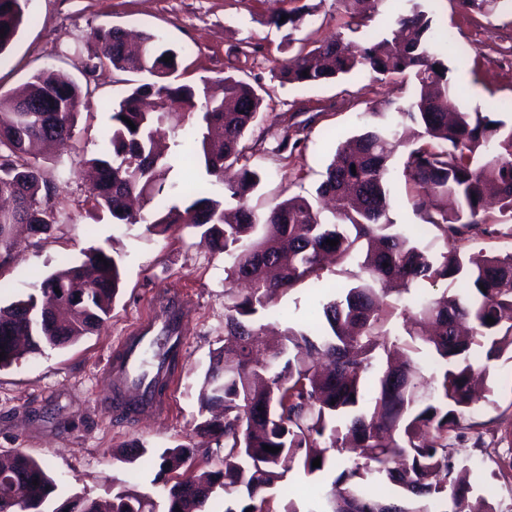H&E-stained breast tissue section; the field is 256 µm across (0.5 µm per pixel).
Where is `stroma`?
I'll use <instances>...</instances> for the list:
<instances>
[{"label":"stroma","instance_id":"1","mask_svg":"<svg viewBox=\"0 0 512 512\" xmlns=\"http://www.w3.org/2000/svg\"><path fill=\"white\" fill-rule=\"evenodd\" d=\"M315 11L303 29L310 40L324 41L341 31L344 17L336 0H309ZM441 54L466 66L451 73L459 104L512 100V0H502L489 17L465 13L456 0H430ZM288 0H27L25 21L14 44L0 54V96L8 98L44 68L88 89L68 146L48 151L44 174L56 184L55 205L70 220L48 233L21 231L16 255L0 274V306L25 297L32 282L55 271L63 258L80 257L104 247L117 260L121 285L110 318L79 342L40 353H24L0 368V456L21 450L45 463L58 481L59 498L81 492L108 499L122 485L156 495L152 480L158 470L157 450L188 446L196 461L218 465L217 444L196 434L200 385L212 352L224 344V256L201 244L185 226L157 233L144 224L113 223L108 211L89 201L92 180L85 158L102 153L104 133L112 126L113 106L131 88L120 74L91 71L97 46L84 33L100 26L159 34L179 54V82L217 80L229 66L230 51L245 53L240 65L250 83L269 91L268 107L246 137L244 164L260 169L263 182L249 203L257 210L292 194L314 193L340 141L358 133L359 112L384 96L397 94L369 76L297 87L280 85L272 71L278 60L294 55L283 33L266 18L288 9ZM290 148H283V141ZM390 216L395 223L418 229L413 185L401 157L391 161ZM171 293L183 300V352L167 386L169 410L164 415L125 417L107 399L112 388L102 373L119 339ZM322 290L308 282L280 297L276 309L285 321L321 320ZM496 384L473 406L474 420L487 423L499 415L512 417V361L499 364ZM489 427L484 440L497 454L507 444L495 441ZM145 447L144 456L125 462L131 445ZM343 466L335 460L324 471L307 475L296 468L271 490L305 504L327 492ZM473 490L470 500H487L496 512H512V479L496 477L486 456L468 463Z\"/></svg>","mask_w":512,"mask_h":512}]
</instances>
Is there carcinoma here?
<instances>
[{"label": "carcinoma", "instance_id": "1", "mask_svg": "<svg viewBox=\"0 0 512 512\" xmlns=\"http://www.w3.org/2000/svg\"><path fill=\"white\" fill-rule=\"evenodd\" d=\"M25 2L0 0V54L18 35ZM384 2L336 0L343 28L361 31ZM456 2L486 17L500 0ZM289 3L292 8L266 19L286 29L288 47L314 12L301 0ZM404 4L386 31L357 47L338 32L278 62L275 78L283 85L366 73L377 83L408 84L410 94L359 114L362 132L336 148L314 195H290L264 212L248 203L261 173L245 164L232 180L224 172L244 156L267 91L230 71L218 98L205 80L198 87L174 83L179 55L159 36L144 35L134 55L122 28L89 32L99 48L92 69L151 77L113 108L106 151L86 161L95 174L93 207L117 224L146 223L159 233L182 224L224 254V349L213 353L200 393L201 412L219 407L222 414L197 425L200 436L224 441V457L221 468L204 470L186 446L165 448L158 454L161 501L122 488L107 507L79 493L54 507L56 480L17 451L0 461V512H207L218 486L224 512H438L442 503L451 504L448 512H467V462L484 445L478 437L459 447L450 439L461 441L474 427L468 420L477 355L489 363L508 352L512 360V251H450L448 240H464L487 223L491 200L512 216V124L493 118L511 112L512 102L485 111L457 106L426 0ZM84 98L77 84L51 70L34 74L23 95L0 97V198L13 214L0 221V269L12 261L18 226L49 230L69 220L55 208L39 159L50 130L74 133ZM187 127L190 137L178 138ZM166 132L189 167L200 148L207 181H168L171 158L157 150ZM401 148L422 228H434V241L443 242L436 249L390 217V164ZM170 192L185 200L184 208L173 206L153 221L130 208L133 198L149 205ZM328 239L338 244L331 247ZM328 256L346 283L321 300L322 328L287 324L266 346L268 314L280 295L321 282ZM440 281L448 283L443 291H426ZM119 287L118 262L102 248L63 261L34 292L0 306V367L21 356L18 336L31 351L78 342L109 319ZM398 312L405 316L404 345L424 354L427 374L412 358L394 362L398 345H387V338ZM353 444L357 456L306 510L292 498L262 495L293 466L321 472ZM317 457L321 466L314 467ZM380 483L396 493L374 497L371 488Z\"/></svg>", "mask_w": 512, "mask_h": 512}]
</instances>
